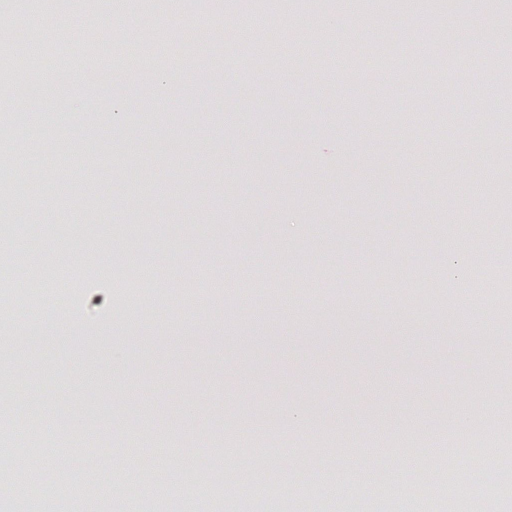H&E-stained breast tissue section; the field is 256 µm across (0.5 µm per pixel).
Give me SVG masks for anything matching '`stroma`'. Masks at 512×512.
Returning a JSON list of instances; mask_svg holds the SVG:
<instances>
[{
	"mask_svg": "<svg viewBox=\"0 0 512 512\" xmlns=\"http://www.w3.org/2000/svg\"><path fill=\"white\" fill-rule=\"evenodd\" d=\"M402 0L391 19L380 0L353 13L341 0H267L279 19L266 31L280 45L262 59L239 40L233 20L241 0H183L113 15L100 0H50L44 28H62L64 43L30 56L14 43L0 54V148L39 166L26 220L0 194V322L11 346L0 350L15 400L0 422L36 423L38 446L15 447L0 465L16 512H238L250 498L247 476L272 486L265 512H450L436 481L471 474L487 484L498 458L450 444L465 420L490 419L512 391V316L496 306L446 305L449 289L431 283L434 256L480 259L482 268L511 258L512 210L471 188L485 171L512 180L500 138L480 107L512 83L491 72L453 76L426 98L407 79L405 60L431 47L459 51L473 29L512 26L505 0ZM208 15L191 28L183 14ZM461 21L444 28L448 17ZM359 30L356 40L345 29ZM161 43L143 69L167 76V95L125 66L142 45ZM109 76L89 66L98 53ZM380 54L385 70L336 68L338 55ZM71 61L69 83L45 100L12 109L11 101L50 72L51 56ZM233 81H224L225 70ZM358 94H351V87ZM82 93L86 123L72 98ZM457 114L451 147L435 128ZM237 145L224 154L226 142ZM256 182L260 195L242 196ZM57 192L45 195L41 185ZM146 186L148 207L118 211L115 197ZM460 203L452 210L447 198ZM299 224L284 237L285 220ZM123 250L141 272L142 293L129 292L112 269ZM263 258L240 264L242 253ZM52 262L76 291L53 297L32 287L34 271ZM236 271L231 295L214 287ZM321 288L325 301L281 298ZM366 288L355 299V287ZM389 294L371 296L374 288ZM124 346V366L112 349ZM85 425L73 431L71 415ZM114 436L104 446L103 436ZM170 447L153 451L156 439ZM105 455L108 473L86 469ZM387 458L400 492L379 487L366 469ZM226 483L198 487L211 461ZM340 485L328 497L325 486Z\"/></svg>",
	"mask_w": 512,
	"mask_h": 512,
	"instance_id": "35a3bbf8",
	"label": "stroma"
}]
</instances>
